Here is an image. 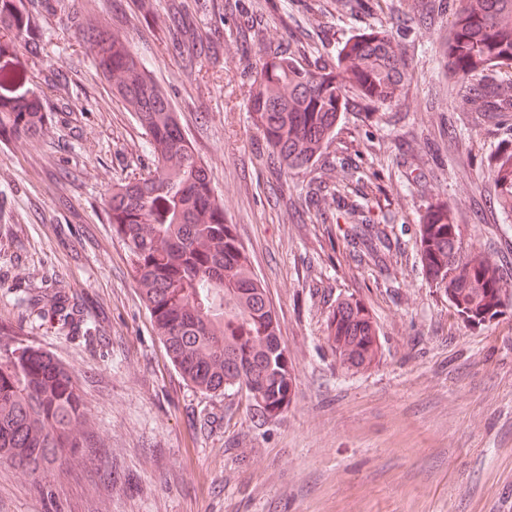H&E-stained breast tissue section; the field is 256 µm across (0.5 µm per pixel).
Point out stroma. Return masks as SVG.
<instances>
[{
  "label": "stroma",
  "instance_id": "1",
  "mask_svg": "<svg viewBox=\"0 0 512 512\" xmlns=\"http://www.w3.org/2000/svg\"><path fill=\"white\" fill-rule=\"evenodd\" d=\"M137 0H28L43 38L29 71L49 111L36 139H0V345L22 342L72 372L86 402L87 446L64 471L42 480L0 465V512H46L51 489L61 512H512V297L504 316L473 324L424 278L417 218L448 201L464 241L501 257L499 219H479L468 201L485 183L436 171L406 173V127L436 126L426 93L453 102L463 75L441 78L444 23L409 47L420 94L367 112L342 113L336 142L381 186L390 204L396 261L389 270L345 258L346 242L302 203L318 168L270 172L247 99L256 56L235 40L236 23L214 0H198L197 31L220 40L187 77L179 46L157 39L169 0H152L132 34L180 115L254 270L276 311L295 393L261 419L243 395L206 396L187 386L165 356L106 204L113 178L146 169L141 128L113 102L95 69L81 19L107 23ZM267 41L307 35L315 58L335 57L363 31L412 24L408 15H358L336 0H244ZM337 149L325 164L341 156ZM371 310L381 348L367 368L338 362L327 339L337 300ZM81 306L74 322L56 300Z\"/></svg>",
  "mask_w": 512,
  "mask_h": 512
}]
</instances>
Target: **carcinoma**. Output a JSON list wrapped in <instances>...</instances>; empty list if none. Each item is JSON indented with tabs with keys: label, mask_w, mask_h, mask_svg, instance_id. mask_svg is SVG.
<instances>
[{
	"label": "carcinoma",
	"mask_w": 512,
	"mask_h": 512,
	"mask_svg": "<svg viewBox=\"0 0 512 512\" xmlns=\"http://www.w3.org/2000/svg\"><path fill=\"white\" fill-rule=\"evenodd\" d=\"M368 14L395 10L399 0H356ZM407 13L426 29L451 20L450 38L437 59L448 70L480 77L458 90L462 111L443 117L423 135L419 150L437 167L464 173L470 155L448 152L457 124L491 123L512 131V82L496 67L512 63V0H404ZM164 36L194 53L205 50L186 19L188 0H174ZM96 69L112 98L134 114L146 136L153 167L119 178L107 202L113 234L149 311L165 355L182 380L202 394L220 396L251 385L261 417L288 408L296 378L266 288L253 271L224 207L180 117L143 60L132 51L124 27L88 23ZM247 45L263 40L256 19L239 26ZM409 30L369 31L345 43L334 61L303 63L293 49L268 46L255 66L249 107L266 161L289 170L313 165L333 142L346 103L359 99L372 110L414 90L404 43ZM41 39L21 0H0V137L36 138L45 126L42 100L29 88L27 53ZM494 192L490 205L512 218V137L484 157ZM373 194L358 167L326 168L308 201H332L335 220L346 224L348 257L360 267H383L394 257L387 225L375 219ZM420 264L432 287L457 313L484 321L504 312L506 285L500 266L482 251L465 249L463 231L448 203L437 200L418 217ZM329 341L351 369L377 356L379 334L367 306L348 298L328 318ZM84 400L72 374L41 350L17 343L0 354V465L31 476L63 470L84 447Z\"/></svg>",
	"instance_id": "cac0c4a2"
}]
</instances>
